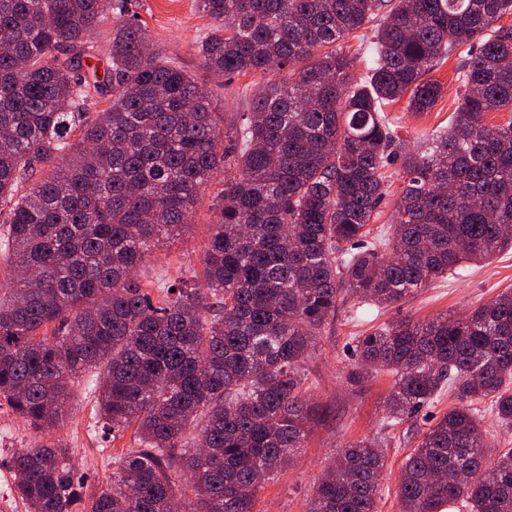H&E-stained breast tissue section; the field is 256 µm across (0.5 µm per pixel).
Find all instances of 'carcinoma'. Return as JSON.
Masks as SVG:
<instances>
[{
  "instance_id": "carcinoma-1",
  "label": "carcinoma",
  "mask_w": 512,
  "mask_h": 512,
  "mask_svg": "<svg viewBox=\"0 0 512 512\" xmlns=\"http://www.w3.org/2000/svg\"><path fill=\"white\" fill-rule=\"evenodd\" d=\"M214 24L198 46L217 75L288 68L224 128L207 90L150 47L134 0H0V401L35 432L64 426L75 382L99 371V416L135 428L112 483L87 496L67 449L11 459L30 512H254L319 414L301 365L339 304H396L467 263L512 248V0H196ZM116 16L107 111L89 116L78 74L104 12ZM373 24L370 66L343 40ZM448 129L409 144L385 107L424 112L426 75L459 47ZM64 59H59L58 55ZM51 160L55 171L24 184ZM403 185L389 236L374 233L388 165ZM224 189L202 279H134L187 232L218 170ZM360 384L396 375L395 425L447 389L457 404L398 477L400 512H512V291L464 318L405 319L357 338ZM385 458L351 443L324 468L307 512H377Z\"/></svg>"
}]
</instances>
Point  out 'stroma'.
Returning <instances> with one entry per match:
<instances>
[{
  "label": "stroma",
  "mask_w": 512,
  "mask_h": 512,
  "mask_svg": "<svg viewBox=\"0 0 512 512\" xmlns=\"http://www.w3.org/2000/svg\"><path fill=\"white\" fill-rule=\"evenodd\" d=\"M137 12L155 48L211 93L215 109L223 113L225 124H233L249 110L255 90L269 80L284 81L289 77L285 69L272 76L212 74L197 47L210 34L213 22L198 12L195 0H138ZM457 63V57L453 56L429 72V79L440 85L442 93L428 111H411L404 99L387 107L386 112L402 138L410 140L423 132L436 134L447 129L458 105ZM223 184L224 177L220 174L208 184L196 207L188 236L156 251L137 273L141 283L154 285L162 279L177 280L185 277L187 271L200 270V249L215 219L212 203ZM507 288H512V250L498 253L489 264L472 266L461 274H449L394 305L357 307L349 302L339 307L323 332L321 347L302 367L307 394L319 405L322 417L294 463L260 491L257 512H305L325 465L342 447L360 440L379 443L386 458L377 512H399L396 492L400 468L423 434L453 405L454 399L450 394H442L434 404L392 429H384L386 402L395 376L377 371L363 384L348 383L346 373L357 360L354 339L405 318L426 320L445 313L463 316ZM97 382V374L83 375L74 388L64 427L47 434L48 440L69 449L76 476L92 491L109 484L117 457L138 445L133 430L114 437L103 433L92 392ZM34 436V431L0 402V512H28L27 505L12 489L10 460L13 451L28 445Z\"/></svg>",
  "instance_id": "obj_1"
}]
</instances>
